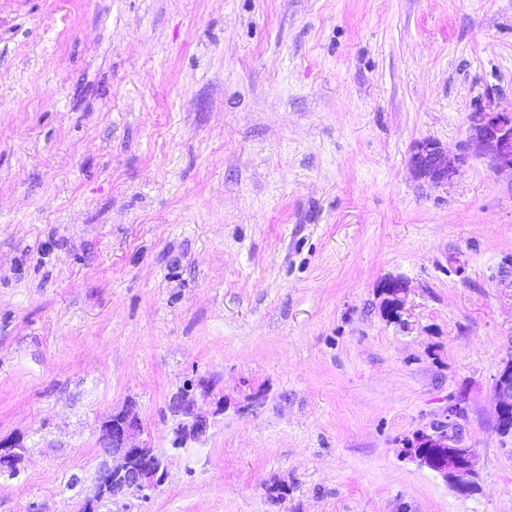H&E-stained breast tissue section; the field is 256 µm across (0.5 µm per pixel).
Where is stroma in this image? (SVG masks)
Masks as SVG:
<instances>
[{"mask_svg":"<svg viewBox=\"0 0 512 512\" xmlns=\"http://www.w3.org/2000/svg\"><path fill=\"white\" fill-rule=\"evenodd\" d=\"M478 109L512 113V0H0V512H78L131 402L170 456L133 512H512V170ZM189 382L224 412L176 450ZM462 393L468 492L404 451ZM477 152L496 168L512 170V113L478 110L468 116ZM465 161L466 155L449 157L448 152L438 142L429 139L414 148L409 163L420 180L448 185ZM494 423L499 432L512 430V354L502 362L493 382ZM511 423V426H510ZM27 454V448L21 439L0 440V474L13 477L20 472Z\"/></svg>","mask_w":512,"mask_h":512,"instance_id":"obj_1","label":"stroma"}]
</instances>
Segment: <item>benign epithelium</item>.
I'll return each instance as SVG.
<instances>
[{
	"instance_id": "7a95c632",
	"label": "benign epithelium",
	"mask_w": 512,
	"mask_h": 512,
	"mask_svg": "<svg viewBox=\"0 0 512 512\" xmlns=\"http://www.w3.org/2000/svg\"><path fill=\"white\" fill-rule=\"evenodd\" d=\"M477 152L496 168L512 169V113L474 111L468 116ZM466 156H448L434 140H424L413 150L410 166L416 176L428 183L446 185L452 180ZM385 302L395 313L405 306L406 288L397 279L384 285ZM494 423L498 431L512 430V354L502 362L493 382ZM466 397L461 395L448 407V424L421 430L408 443L407 453L420 465L442 475L456 489L467 490L475 475L476 452L459 434L458 420L465 414ZM174 433L173 447L197 442L209 429V417L197 406V400L182 390L169 405ZM141 422L133 406L103 417L99 437L110 445L102 448L95 480L85 489L83 512H101L108 503L116 504L128 495L151 499L168 479V458L147 443L137 442ZM27 454L21 439L0 440V474L11 477L20 472Z\"/></svg>"
}]
</instances>
